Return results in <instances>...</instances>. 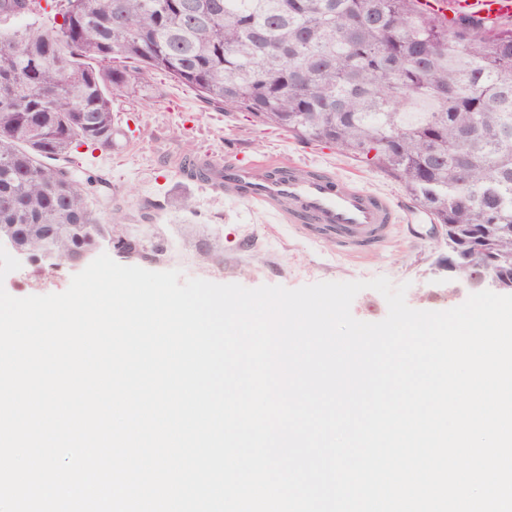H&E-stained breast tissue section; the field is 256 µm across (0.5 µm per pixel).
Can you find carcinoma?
Instances as JSON below:
<instances>
[{
	"label": "carcinoma",
	"instance_id": "obj_1",
	"mask_svg": "<svg viewBox=\"0 0 512 512\" xmlns=\"http://www.w3.org/2000/svg\"><path fill=\"white\" fill-rule=\"evenodd\" d=\"M36 0H0V22ZM63 22L0 30V225L101 222L98 180L58 164L121 131L112 98L163 72L208 104L328 143L396 178L470 262H512V17L448 21L421 0H58Z\"/></svg>",
	"mask_w": 512,
	"mask_h": 512
}]
</instances>
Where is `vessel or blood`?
Listing matches in <instances>:
<instances>
[{
	"mask_svg": "<svg viewBox=\"0 0 512 512\" xmlns=\"http://www.w3.org/2000/svg\"><path fill=\"white\" fill-rule=\"evenodd\" d=\"M446 16H512V0H433ZM225 197L244 199L300 226L317 238L335 241L340 253L360 256L386 247L400 217L384 197L335 175L280 159H249L213 168Z\"/></svg>",
	"mask_w": 512,
	"mask_h": 512,
	"instance_id": "obj_1",
	"label": "vessel or blood"
}]
</instances>
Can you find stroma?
<instances>
[{"label":"stroma","instance_id":"stroma-1","mask_svg":"<svg viewBox=\"0 0 512 512\" xmlns=\"http://www.w3.org/2000/svg\"><path fill=\"white\" fill-rule=\"evenodd\" d=\"M112 114L115 126L123 131L117 145L101 152L80 148L71 154L70 163L109 183L111 201L97 206L103 222H110L117 209L130 234L147 244L164 241L166 254L157 261L139 260V267L177 269L186 279L247 288L295 289L323 281L383 276L392 284H407L410 307L448 309L435 273L437 263L448 254V244L435 233L430 215L393 177L341 154L334 146L304 144L285 131L258 124L249 113L206 104L194 89L161 72L145 76L136 92L116 96ZM188 155L220 162L272 155L356 180L396 207L401 229L378 252L348 258L331 241L312 239L289 224L271 223L264 209L225 198L187 178L178 162ZM181 197L191 200V210L176 207ZM148 200L160 205L151 224L140 219ZM203 250L212 252L211 261L200 262Z\"/></svg>","mask_w":512,"mask_h":512}]
</instances>
